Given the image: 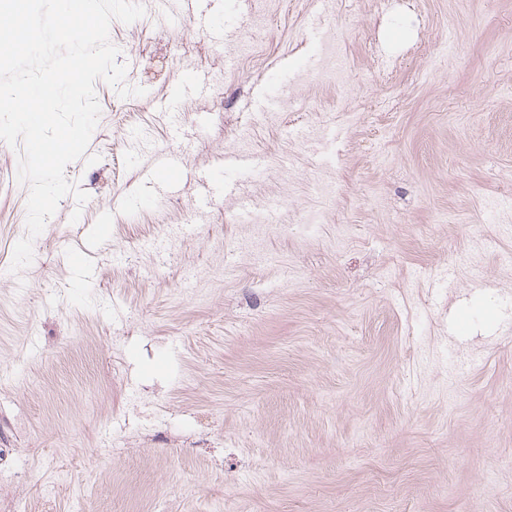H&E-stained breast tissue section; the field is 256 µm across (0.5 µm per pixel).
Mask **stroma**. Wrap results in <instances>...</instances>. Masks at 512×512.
I'll list each match as a JSON object with an SVG mask.
<instances>
[{"label": "stroma", "mask_w": 512, "mask_h": 512, "mask_svg": "<svg viewBox=\"0 0 512 512\" xmlns=\"http://www.w3.org/2000/svg\"><path fill=\"white\" fill-rule=\"evenodd\" d=\"M254 3L209 7L230 64L176 29L183 0L112 21L146 93L96 81L65 170L88 200L62 198L16 273L29 187L0 141V512H512V274L493 244L486 288L445 277L501 220L477 202L512 190V0H274L259 28ZM193 71L205 96L161 110ZM138 137L182 154L178 191L147 201ZM228 151L265 167L225 168ZM219 169L257 207L301 193L335 220L262 224L256 262L228 266L253 227L223 194L197 223V175Z\"/></svg>", "instance_id": "obj_1"}]
</instances>
